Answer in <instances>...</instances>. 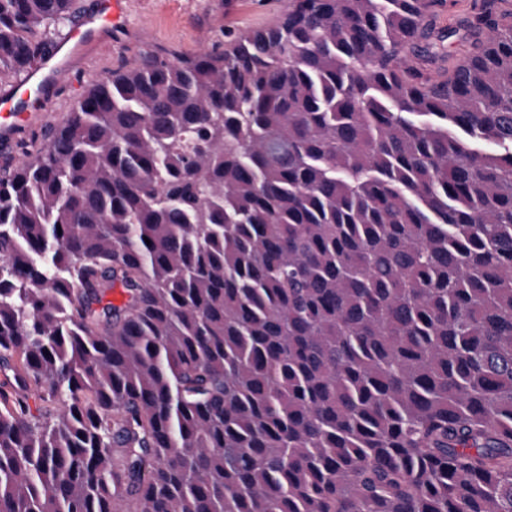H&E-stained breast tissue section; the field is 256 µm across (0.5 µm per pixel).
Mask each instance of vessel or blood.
Listing matches in <instances>:
<instances>
[{
    "mask_svg": "<svg viewBox=\"0 0 512 512\" xmlns=\"http://www.w3.org/2000/svg\"><path fill=\"white\" fill-rule=\"evenodd\" d=\"M124 0H86L68 33L56 40L24 75L0 83V146L10 147L19 128L43 118L46 95L86 48L117 28Z\"/></svg>",
    "mask_w": 512,
    "mask_h": 512,
    "instance_id": "vessel-or-blood-1",
    "label": "vessel or blood"
}]
</instances>
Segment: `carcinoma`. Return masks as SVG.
Here are the masks:
<instances>
[{
    "label": "carcinoma",
    "instance_id": "obj_1",
    "mask_svg": "<svg viewBox=\"0 0 512 512\" xmlns=\"http://www.w3.org/2000/svg\"><path fill=\"white\" fill-rule=\"evenodd\" d=\"M445 4L143 49L0 168V512H512V10Z\"/></svg>",
    "mask_w": 512,
    "mask_h": 512
}]
</instances>
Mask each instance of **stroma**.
Wrapping results in <instances>:
<instances>
[{
  "label": "stroma",
  "instance_id": "1",
  "mask_svg": "<svg viewBox=\"0 0 512 512\" xmlns=\"http://www.w3.org/2000/svg\"><path fill=\"white\" fill-rule=\"evenodd\" d=\"M283 0H126V34L87 48L63 86L50 98L44 125L59 120L81 94L113 68L151 46L190 54L221 39L224 27L246 28L274 20Z\"/></svg>",
  "mask_w": 512,
  "mask_h": 512
}]
</instances>
